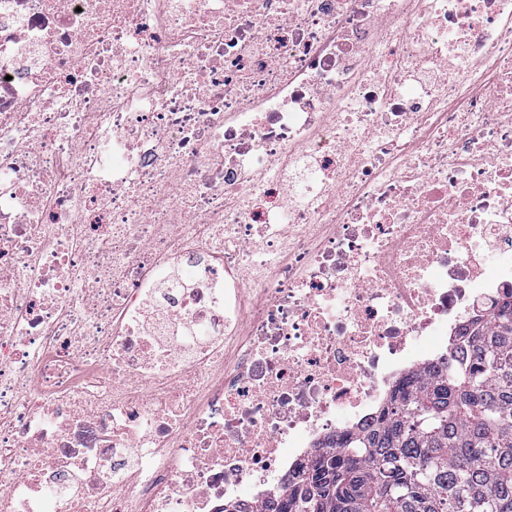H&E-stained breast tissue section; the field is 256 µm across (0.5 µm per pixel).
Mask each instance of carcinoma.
<instances>
[{
    "label": "carcinoma",
    "instance_id": "carcinoma-1",
    "mask_svg": "<svg viewBox=\"0 0 512 512\" xmlns=\"http://www.w3.org/2000/svg\"><path fill=\"white\" fill-rule=\"evenodd\" d=\"M458 359L393 390L264 512H512V291L466 325Z\"/></svg>",
    "mask_w": 512,
    "mask_h": 512
}]
</instances>
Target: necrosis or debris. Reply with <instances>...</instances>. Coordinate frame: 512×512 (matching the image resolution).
Instances as JSON below:
<instances>
[{"label": "necrosis or debris", "instance_id": "necrosis-or-debris-1", "mask_svg": "<svg viewBox=\"0 0 512 512\" xmlns=\"http://www.w3.org/2000/svg\"><path fill=\"white\" fill-rule=\"evenodd\" d=\"M512 286V0H0V512H262Z\"/></svg>", "mask_w": 512, "mask_h": 512}]
</instances>
